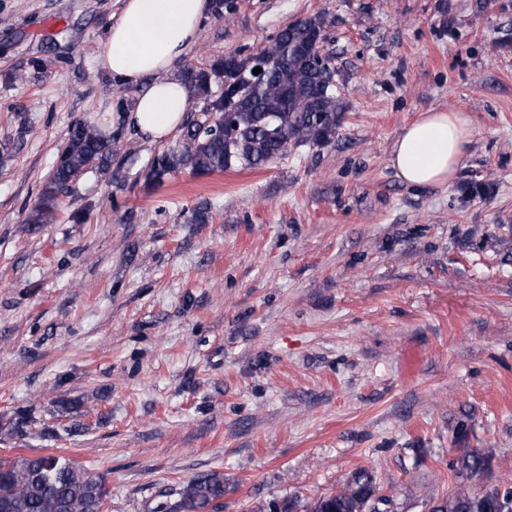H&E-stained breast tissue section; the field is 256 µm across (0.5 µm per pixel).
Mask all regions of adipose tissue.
Listing matches in <instances>:
<instances>
[{
	"label": "adipose tissue",
	"mask_w": 512,
	"mask_h": 512,
	"mask_svg": "<svg viewBox=\"0 0 512 512\" xmlns=\"http://www.w3.org/2000/svg\"><path fill=\"white\" fill-rule=\"evenodd\" d=\"M212 7L211 0H124L96 60L137 93L131 108L107 114L105 127L118 123L162 140L183 124L190 94L173 69L197 42ZM471 143V121L464 112L431 110L403 128L390 162L410 185H445L465 166Z\"/></svg>",
	"instance_id": "adipose-tissue-1"
}]
</instances>
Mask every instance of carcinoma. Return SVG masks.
<instances>
[{"label": "carcinoma", "instance_id": "carcinoma-1", "mask_svg": "<svg viewBox=\"0 0 512 512\" xmlns=\"http://www.w3.org/2000/svg\"><path fill=\"white\" fill-rule=\"evenodd\" d=\"M324 30V22L306 18L288 25L259 52L266 61V76L254 86L230 76L224 92L212 94V82L224 69L237 66L234 56L219 58L208 68H183L178 78L190 93L207 101L204 120L189 122L173 148L157 155L147 178L161 183L168 176L189 171L196 176L222 172L235 166L263 168L290 149L327 143L336 134L344 100L319 70L311 51V35ZM234 113L232 130L224 132V112ZM116 139L84 122L71 128L58 152L56 164L28 223L51 224L60 196L72 190L87 170L107 171L112 166ZM25 415L0 419V433L24 434ZM492 452L463 448L450 468L459 478L470 479L490 467ZM110 496L105 478L55 455L31 454L0 458V512H103ZM170 512H215L224 498V477L198 475L175 490ZM391 498L379 493L375 474L359 468L342 487L304 505L305 512H382ZM429 512H512V480L481 494L460 483L455 491L432 500Z\"/></svg>", "mask_w": 512, "mask_h": 512}]
</instances>
